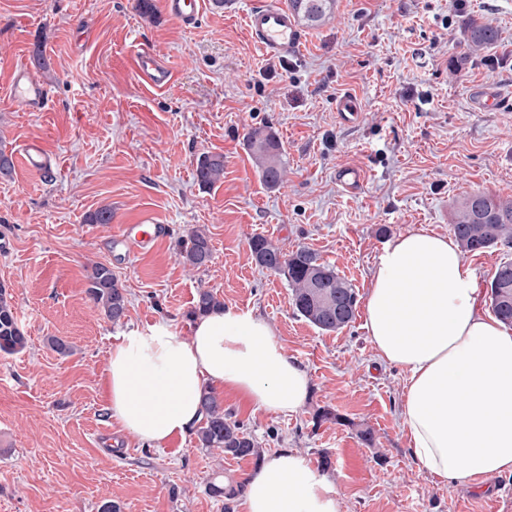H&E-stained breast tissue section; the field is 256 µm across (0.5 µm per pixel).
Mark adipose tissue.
<instances>
[{"label": "adipose tissue", "instance_id": "adipose-tissue-1", "mask_svg": "<svg viewBox=\"0 0 512 512\" xmlns=\"http://www.w3.org/2000/svg\"><path fill=\"white\" fill-rule=\"evenodd\" d=\"M365 326L380 360L405 370L403 426L430 476L475 481L512 474V326L481 307L474 269L453 238L400 234L377 258ZM218 386L256 409L293 414L311 388L269 324L231 308L178 336L158 322L125 332L106 379L109 409L142 441L185 436L200 395ZM246 512H344L328 476L295 450L271 454L247 479Z\"/></svg>", "mask_w": 512, "mask_h": 512}]
</instances>
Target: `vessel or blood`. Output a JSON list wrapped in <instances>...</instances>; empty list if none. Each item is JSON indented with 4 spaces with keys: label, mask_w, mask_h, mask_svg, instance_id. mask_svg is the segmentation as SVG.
Masks as SVG:
<instances>
[{
    "label": "vessel or blood",
    "mask_w": 512,
    "mask_h": 512,
    "mask_svg": "<svg viewBox=\"0 0 512 512\" xmlns=\"http://www.w3.org/2000/svg\"><path fill=\"white\" fill-rule=\"evenodd\" d=\"M165 11L170 19L183 27L196 25L200 13L199 0H165ZM246 27L252 43L269 57L295 56L303 43V34L295 14L284 7L265 5L253 8L246 16ZM137 76L155 88L167 87L172 74L160 59L144 47L134 56ZM13 101L26 112H45L51 106L48 85L28 67L15 69L10 84ZM21 165L30 171L56 177L58 161L40 140L26 142L18 153ZM169 235V227L143 219L138 224L122 225L117 233L107 237L104 247L114 253L122 264L154 251Z\"/></svg>",
    "instance_id": "1"
}]
</instances>
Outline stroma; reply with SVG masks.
<instances>
[{"label":"stroma","instance_id":"stroma-1","mask_svg":"<svg viewBox=\"0 0 512 512\" xmlns=\"http://www.w3.org/2000/svg\"><path fill=\"white\" fill-rule=\"evenodd\" d=\"M256 0H206L194 28L166 14L164 0H0V149L15 155L31 137L59 159L53 181L22 167L0 177V283L12 297L27 345L0 353V512H224L206 491L212 477L245 481L254 460L200 447L196 433L146 443L108 409L105 376L118 336L159 321L190 337L198 289L225 307L253 311L311 378L297 413L254 410L223 394L262 455L290 448L327 470L345 512H512V475L448 483L415 463L401 428L405 373L381 364L365 312L337 332L297 316L286 280L256 265L261 234L283 252L305 246L366 296L389 239L426 229L451 233L457 200L480 190L512 196V100L479 111L480 90L512 91V0H336L329 19L304 27L286 68L250 41ZM491 21L500 41L471 54L466 27ZM153 49L174 72L165 89L143 85L131 51ZM25 66L51 86L53 105L24 112L10 78ZM357 96L346 126L336 99ZM261 129L282 144L283 181L263 183L247 137ZM205 154L224 176L195 179ZM358 166L355 195L337 169ZM112 211L108 224L88 223ZM167 224L166 242L131 266L113 265L128 308L118 322L87 294L102 241L142 218ZM204 232L211 263L185 264L191 231ZM64 338L69 356L50 349ZM331 420H317L322 409ZM373 435L364 444L360 431Z\"/></svg>","mask_w":512,"mask_h":512}]
</instances>
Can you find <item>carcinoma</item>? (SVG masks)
I'll list each match as a JSON object with an SVG mask.
<instances>
[{"mask_svg":"<svg viewBox=\"0 0 512 512\" xmlns=\"http://www.w3.org/2000/svg\"><path fill=\"white\" fill-rule=\"evenodd\" d=\"M335 0H288L292 9L304 23L318 25L331 13ZM495 26L482 22L468 29V46L478 53L498 41ZM248 146L262 181L270 188L279 185L283 177L282 147L276 136L268 131L250 133ZM224 176V157L203 155L196 166L197 181L210 186ZM451 231L466 254H482L499 245L512 246V197L492 195L482 191L462 198L451 216ZM249 248L256 264L282 275L291 290L294 313L326 332H336L347 327L355 317L358 294L355 288L334 268L320 261L314 251L299 247L289 253L282 252L263 235L250 239ZM189 265L200 268L212 261L210 240L194 231L181 252ZM490 308L494 316L512 326V261L498 264L489 283ZM87 292L100 305L105 315L114 322L125 317L127 298L112 273V268L97 264L88 276ZM224 307L216 293L210 289L197 292L192 317H199ZM27 344L19 326L10 294L0 284V352L15 354ZM202 423L197 431L203 448H217L224 455L236 459L261 460L257 441L244 425L224 413L223 402L212 389H204L201 397ZM209 493L224 499V512H233L234 500L244 492V483L235 485L214 481L208 485Z\"/></svg>","mask_w":512,"mask_h":512,"instance_id":"carcinoma-1","label":"carcinoma"}]
</instances>
